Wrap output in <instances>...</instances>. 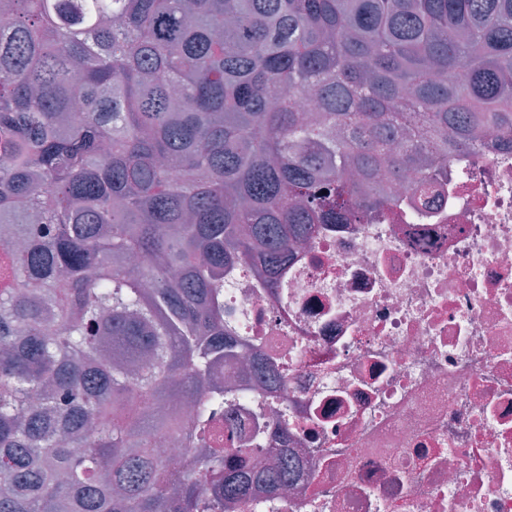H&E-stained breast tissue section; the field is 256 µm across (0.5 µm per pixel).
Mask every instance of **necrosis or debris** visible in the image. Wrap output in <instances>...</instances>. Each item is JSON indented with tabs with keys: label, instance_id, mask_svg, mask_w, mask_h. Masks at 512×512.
<instances>
[{
	"label": "necrosis or debris",
	"instance_id": "necrosis-or-debris-1",
	"mask_svg": "<svg viewBox=\"0 0 512 512\" xmlns=\"http://www.w3.org/2000/svg\"><path fill=\"white\" fill-rule=\"evenodd\" d=\"M221 300L277 376L238 382L213 426L295 471L230 512H512V133L449 155L427 195L320 225L276 287L226 272Z\"/></svg>",
	"mask_w": 512,
	"mask_h": 512
}]
</instances>
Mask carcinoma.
<instances>
[{
  "label": "carcinoma",
  "mask_w": 512,
  "mask_h": 512,
  "mask_svg": "<svg viewBox=\"0 0 512 512\" xmlns=\"http://www.w3.org/2000/svg\"><path fill=\"white\" fill-rule=\"evenodd\" d=\"M0 33V512H195L224 270L512 131V0H10ZM303 94L317 115L296 111ZM453 139H448V131ZM158 435L202 448L172 472Z\"/></svg>",
  "instance_id": "cac0c4a2"
}]
</instances>
